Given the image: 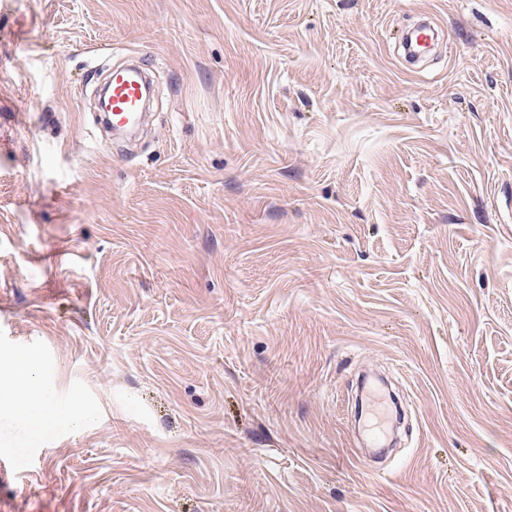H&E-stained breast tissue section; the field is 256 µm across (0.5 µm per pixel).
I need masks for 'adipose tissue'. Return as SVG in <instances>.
Returning a JSON list of instances; mask_svg holds the SVG:
<instances>
[{
  "label": "adipose tissue",
  "mask_w": 512,
  "mask_h": 512,
  "mask_svg": "<svg viewBox=\"0 0 512 512\" xmlns=\"http://www.w3.org/2000/svg\"><path fill=\"white\" fill-rule=\"evenodd\" d=\"M6 386L0 387V414L21 415L31 421L42 420L51 400L40 389V373L30 364L8 365Z\"/></svg>",
  "instance_id": "ef3b65f1"
}]
</instances>
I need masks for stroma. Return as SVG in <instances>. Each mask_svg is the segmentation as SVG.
Returning <instances> with one entry per match:
<instances>
[{
	"label": "stroma",
	"instance_id": "1",
	"mask_svg": "<svg viewBox=\"0 0 512 512\" xmlns=\"http://www.w3.org/2000/svg\"><path fill=\"white\" fill-rule=\"evenodd\" d=\"M0 362L90 413L0 415V512H512V0H0ZM436 29L430 25H424L411 34L402 35L401 39L407 55L416 58L417 53L423 46L430 44L435 37ZM144 79L142 71L125 70L117 73L108 86V117L117 129L138 125L144 109Z\"/></svg>",
	"mask_w": 512,
	"mask_h": 512
}]
</instances>
